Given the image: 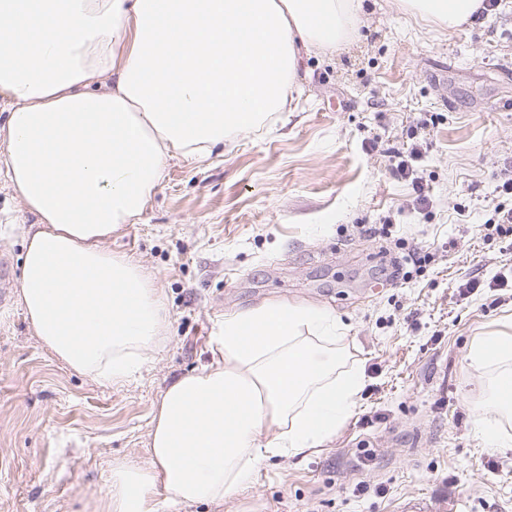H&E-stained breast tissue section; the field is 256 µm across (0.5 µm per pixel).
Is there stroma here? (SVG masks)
<instances>
[{"mask_svg":"<svg viewBox=\"0 0 512 512\" xmlns=\"http://www.w3.org/2000/svg\"><path fill=\"white\" fill-rule=\"evenodd\" d=\"M300 80L288 121L235 134L204 164L172 161L138 223L108 241L143 267L168 322L119 384L69 369L35 335L16 284L37 218L0 173L14 282L0 300V512H101L113 460L149 465L165 388L210 363L226 313L271 300L340 318L364 367L356 409L321 448L179 512H396L458 495L466 512H512V447L484 446L480 421L496 411L466 359L480 336L512 334V245L487 230L512 204L499 191L512 169V0L453 32L398 0H364L355 35L305 58ZM414 147L405 179L396 167ZM401 238L437 248L409 280L390 276ZM473 277L482 287L459 296Z\"/></svg>","mask_w":512,"mask_h":512,"instance_id":"obj_1","label":"stroma"}]
</instances>
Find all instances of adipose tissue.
Listing matches in <instances>:
<instances>
[{"label": "adipose tissue", "mask_w": 512, "mask_h": 512, "mask_svg": "<svg viewBox=\"0 0 512 512\" xmlns=\"http://www.w3.org/2000/svg\"><path fill=\"white\" fill-rule=\"evenodd\" d=\"M480 0H401L453 31ZM361 0H0V170L38 218L19 303L40 342L77 373L120 382L166 338L161 293L106 243L136 223L172 160L200 163L234 134L295 111L306 55L356 30ZM335 314L270 301L226 314L216 354L162 393L151 464L113 461L104 512H159L247 488L268 460L320 447L365 385ZM512 446V335L468 353Z\"/></svg>", "instance_id": "adipose-tissue-1"}]
</instances>
